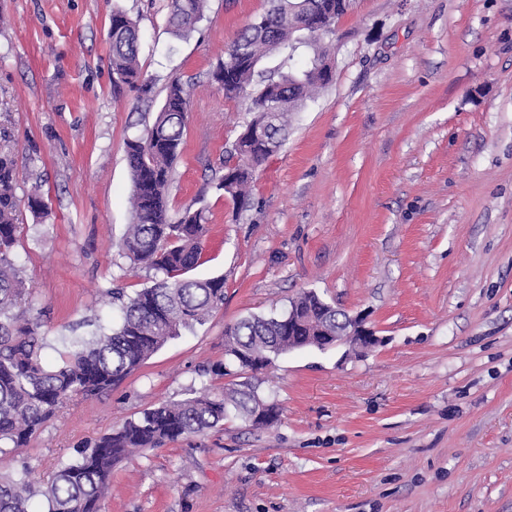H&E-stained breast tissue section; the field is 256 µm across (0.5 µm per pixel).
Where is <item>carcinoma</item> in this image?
I'll use <instances>...</instances> for the list:
<instances>
[{
  "label": "carcinoma",
  "mask_w": 512,
  "mask_h": 512,
  "mask_svg": "<svg viewBox=\"0 0 512 512\" xmlns=\"http://www.w3.org/2000/svg\"><path fill=\"white\" fill-rule=\"evenodd\" d=\"M208 0H169L168 24L181 37L195 31ZM344 0H271V7L246 25L228 48L226 60L212 73L224 90V98L251 97L249 126H263L266 140L238 137L236 149L224 156V174L217 191L233 203L235 213L248 208L251 183L270 146L283 147L288 140L289 112L303 97L327 83L320 72L329 58L324 38L346 11ZM326 25L316 33L314 23ZM112 71L132 87L142 101L152 99L153 86L138 65L139 31L126 13L112 12L108 29ZM306 46L312 59L296 65L297 50ZM269 54L279 56L274 68L261 63ZM278 99V111L267 112ZM190 102L186 84L175 78L152 126L127 139L130 203L133 222L127 225L119 248L135 265L163 273V278L132 296L112 292L119 302L116 327L96 330L73 341L74 351L57 368L41 360L45 337L40 323L12 309L25 295L11 253L17 241L21 200L17 196L18 163L14 152L0 147V456L26 446L55 411L77 395H97L121 383L180 331L202 323L224 305V278L197 279L188 273L198 263L206 233L203 211L185 210L173 221L168 210V190L173 164L182 145ZM290 310L313 333H336L346 314L306 290L290 302ZM288 314L249 315L224 330L228 366L258 372L288 352ZM255 428L270 427L279 420L275 401L240 385L220 392L208 389L198 395L143 410L125 420L78 456L62 466L44 486H35L29 473L0 476V512H31L30 500L42 497L47 512H99L113 467L129 456L181 437L202 434L224 424L230 414Z\"/></svg>",
  "instance_id": "carcinoma-1"
}]
</instances>
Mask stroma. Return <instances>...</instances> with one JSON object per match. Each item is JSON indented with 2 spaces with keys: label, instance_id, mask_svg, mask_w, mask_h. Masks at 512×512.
Listing matches in <instances>:
<instances>
[{
  "label": "stroma",
  "instance_id": "stroma-1",
  "mask_svg": "<svg viewBox=\"0 0 512 512\" xmlns=\"http://www.w3.org/2000/svg\"><path fill=\"white\" fill-rule=\"evenodd\" d=\"M267 0H208L195 32L168 0H0V125L18 156L23 211L12 258L24 310L67 359L70 337L111 328L115 288L157 273L118 244L132 221L127 138L173 78L190 116L169 214L202 210L192 277H223L224 304L112 390L76 396L0 473L46 483L123 420L220 391L224 327L315 290L381 339L280 356L235 375L282 407L272 428L237 417L120 463L100 512H512V0H350L332 81L290 116L247 210L212 186L251 118L212 79ZM137 19L149 103L118 83L114 10Z\"/></svg>",
  "mask_w": 512,
  "mask_h": 512
}]
</instances>
